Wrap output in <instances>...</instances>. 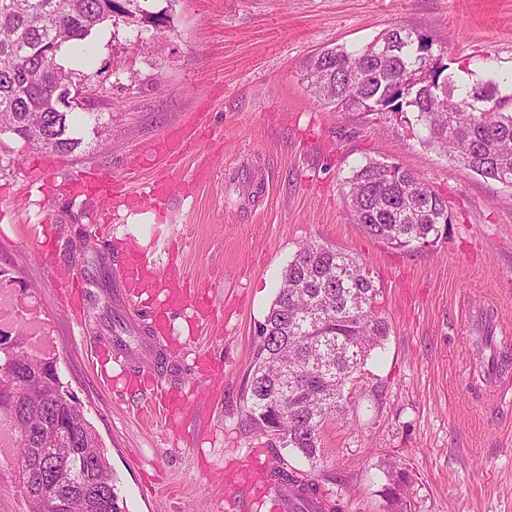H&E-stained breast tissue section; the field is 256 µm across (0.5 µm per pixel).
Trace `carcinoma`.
I'll use <instances>...</instances> for the list:
<instances>
[{"label": "carcinoma", "mask_w": 512, "mask_h": 512, "mask_svg": "<svg viewBox=\"0 0 512 512\" xmlns=\"http://www.w3.org/2000/svg\"><path fill=\"white\" fill-rule=\"evenodd\" d=\"M123 2L122 16L131 23L156 21L140 0ZM113 18L114 0H0V133L35 143L26 128L32 116L42 123L46 139L37 148L50 153L81 148L79 126L86 120L98 126L105 113L63 107L61 100L75 83L57 55L64 44L83 43ZM303 80L317 101L336 112L415 114L428 144L463 169L512 189V111L496 100L498 82L489 76L457 83L424 35L393 27L357 50L324 49L305 62ZM343 198L355 223L394 248L435 238L442 225L451 224L443 197L412 172L398 165L391 171L379 160L352 169ZM379 294L366 266L348 254L314 243L296 251L259 327L242 393L246 419L256 432L311 464L321 460L324 425L347 412L346 387L358 382L368 357L390 334ZM61 384L57 375L43 388L38 413L44 419L65 417L67 430L15 439V466L33 453L71 448L64 482L73 489L107 483L104 512H123L104 450L76 408L62 404ZM263 413L278 417L279 432L261 428L256 416ZM84 448L97 449V471L85 467ZM46 473L30 512H46L59 489L57 468L49 465ZM388 477L394 491L386 497L395 512H403L406 472L393 462Z\"/></svg>", "instance_id": "cac0c4a2"}]
</instances>
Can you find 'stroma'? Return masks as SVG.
I'll list each match as a JSON object with an SVG mask.
<instances>
[{
  "instance_id": "35a3bbf8",
  "label": "stroma",
  "mask_w": 512,
  "mask_h": 512,
  "mask_svg": "<svg viewBox=\"0 0 512 512\" xmlns=\"http://www.w3.org/2000/svg\"><path fill=\"white\" fill-rule=\"evenodd\" d=\"M157 24L105 22L90 37L77 83L105 93L112 122L83 127L82 152L49 155L0 136V269L13 325H39L117 479L126 512H227L249 488L226 481L253 449L303 469L342 512H388L390 463L409 474L408 512H512V405L482 390V337L512 352V190L423 144L415 121L386 112H335L301 79L308 56L355 50L390 26L432 40L459 83L492 73L512 97V0H148ZM196 123L173 159L145 146ZM413 171L447 202V231L400 250L368 236L342 198L366 159ZM210 170L193 183L198 165ZM122 178L128 192L164 178L162 206L130 211L77 196L79 171ZM110 225L109 253L154 248L159 268L184 274L215 311L204 321L168 312L157 343L198 377L178 429L141 395L101 385L66 284L82 276L72 247L90 216ZM45 224L35 239L29 226ZM316 243L366 263L391 331L364 367L344 417L328 422L316 466L271 447L246 421L241 394L259 326L300 246ZM0 451V512H28ZM152 482L155 496H143Z\"/></svg>"
}]
</instances>
